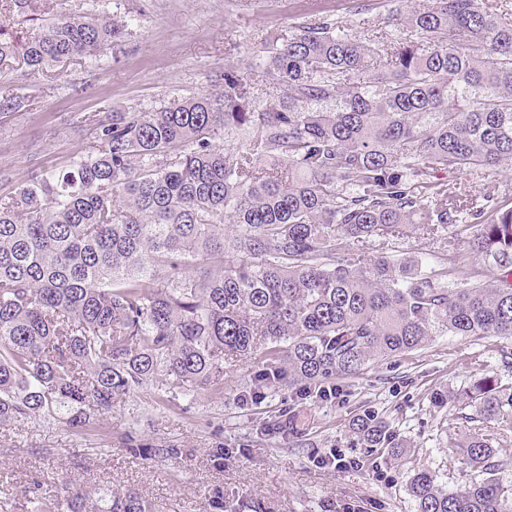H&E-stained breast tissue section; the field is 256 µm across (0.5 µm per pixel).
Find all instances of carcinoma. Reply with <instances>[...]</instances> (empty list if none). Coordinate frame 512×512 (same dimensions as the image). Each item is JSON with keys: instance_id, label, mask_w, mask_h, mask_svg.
Here are the masks:
<instances>
[{"instance_id": "1", "label": "carcinoma", "mask_w": 512, "mask_h": 512, "mask_svg": "<svg viewBox=\"0 0 512 512\" xmlns=\"http://www.w3.org/2000/svg\"><path fill=\"white\" fill-rule=\"evenodd\" d=\"M41 0H0L32 26L0 24V70L39 72L120 42L117 17L39 18ZM499 0H425L375 41L314 21L266 46L283 87L257 109L251 77L163 108L84 115L92 151L34 171L0 196V426L53 419L76 431L149 384L166 401L224 393V363L256 364L249 396L300 400L438 336L512 337V207L471 203L483 272L419 260L340 259L365 243L455 222L444 171L512 166V11ZM1 96L0 120L32 109ZM241 138L226 150L222 135ZM233 260H228V257ZM433 405L464 402L484 431L452 447L485 478L447 491L429 470L416 512H512L496 444L512 435V386L485 375ZM353 434L378 460L405 444L375 410ZM26 512H161L135 492L68 485Z\"/></svg>"}]
</instances>
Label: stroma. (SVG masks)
Wrapping results in <instances>:
<instances>
[{
	"label": "stroma",
	"instance_id": "35a3bbf8",
	"mask_svg": "<svg viewBox=\"0 0 512 512\" xmlns=\"http://www.w3.org/2000/svg\"><path fill=\"white\" fill-rule=\"evenodd\" d=\"M396 0H45L46 17L69 13L117 16L129 24L121 43L93 57H77L43 73L17 66L0 75V93L30 95L34 110L0 122V168L10 181L0 195L35 168L67 165L89 151L86 113L149 111L221 89L224 69L263 50L266 42L318 19L342 21L353 33L394 32ZM364 259L442 258L474 266L464 240L408 235L382 242L343 244ZM252 362L224 366V394L200 393L172 402L148 385L126 397L111 415L82 432L54 420L0 427V512H20L30 491L56 494L69 482L88 491L131 490L170 512H217L216 500L252 512H416L407 486L415 470L438 471L447 490L479 479L452 444L467 429L472 408L434 407L432 393L462 390L473 378L494 375L512 385V338L441 336L428 347L371 363L338 398L296 408L301 447L261 425L287 410V393L269 392L245 403L238 393ZM372 407L408 444L403 459L380 461L376 471H340L322 465L336 453L364 458L349 430ZM53 449L50 457L42 449ZM174 448V457H156Z\"/></svg>",
	"mask_w": 512,
	"mask_h": 512
}]
</instances>
